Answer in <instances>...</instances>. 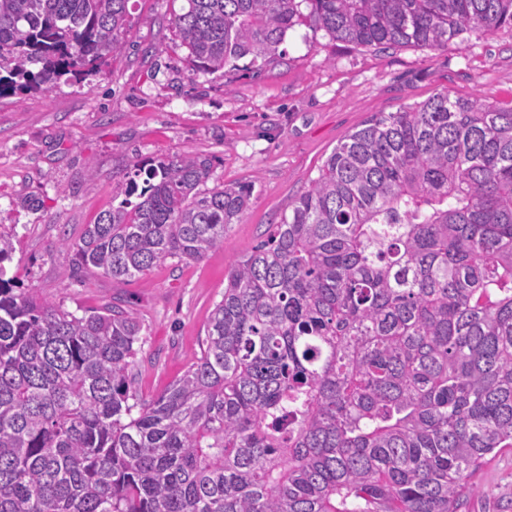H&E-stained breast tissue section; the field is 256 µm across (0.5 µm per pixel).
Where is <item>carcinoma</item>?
Returning a JSON list of instances; mask_svg holds the SVG:
<instances>
[{
  "label": "carcinoma",
  "mask_w": 512,
  "mask_h": 512,
  "mask_svg": "<svg viewBox=\"0 0 512 512\" xmlns=\"http://www.w3.org/2000/svg\"><path fill=\"white\" fill-rule=\"evenodd\" d=\"M129 0H0V96L99 71ZM196 71L278 54L306 18L354 47L446 50L512 28V0H185ZM306 5L308 14L301 12ZM214 160H138L64 240L68 276L199 262L251 189ZM0 512H458L512 448V102L438 93L373 115L238 258L201 355L152 399L141 323L76 315L5 278Z\"/></svg>",
  "instance_id": "1"
}]
</instances>
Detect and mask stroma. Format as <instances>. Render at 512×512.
I'll use <instances>...</instances> for the list:
<instances>
[{"label":"stroma","instance_id":"1","mask_svg":"<svg viewBox=\"0 0 512 512\" xmlns=\"http://www.w3.org/2000/svg\"><path fill=\"white\" fill-rule=\"evenodd\" d=\"M179 0H130L122 49L93 75L0 98V229L15 252L19 287L83 314L112 303L141 323L133 370L150 399L200 354L209 315L234 262L287 215L326 157L370 116L442 92L512 102V28L468 36L446 50H374L310 23L289 30L281 57L223 72H193L171 19ZM185 151L213 157L208 187L250 186L249 208L202 261L161 263L115 281L68 279L58 251L118 205L135 160ZM35 199L37 209L23 207ZM460 512H512V448L487 456Z\"/></svg>","mask_w":512,"mask_h":512}]
</instances>
